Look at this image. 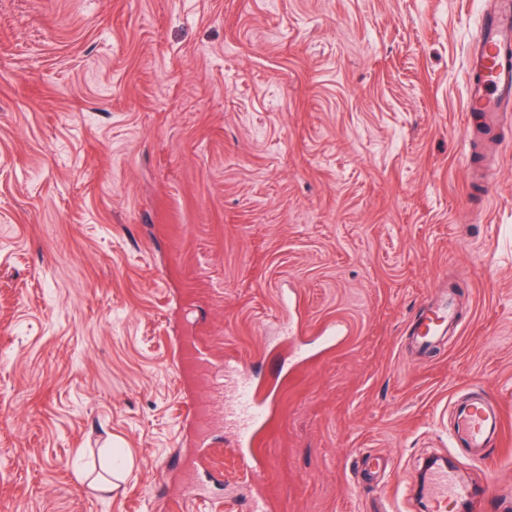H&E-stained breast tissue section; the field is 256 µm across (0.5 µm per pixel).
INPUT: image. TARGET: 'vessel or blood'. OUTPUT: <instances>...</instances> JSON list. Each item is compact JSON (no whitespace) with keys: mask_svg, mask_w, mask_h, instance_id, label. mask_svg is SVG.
I'll return each mask as SVG.
<instances>
[{"mask_svg":"<svg viewBox=\"0 0 512 512\" xmlns=\"http://www.w3.org/2000/svg\"><path fill=\"white\" fill-rule=\"evenodd\" d=\"M468 82L465 110L469 125L466 156L477 149L498 146L496 132L501 126L507 106L512 105V0H499L496 8L485 13L481 34L466 56ZM456 323L454 302L450 295L435 290L425 310L412 322L413 334L421 346L431 345L450 332ZM208 362L206 354L193 337H184L170 361L174 371L195 369ZM242 393L237 404L225 410L224 424L234 435L238 465L245 477L256 474L252 450L260 444L265 423L263 402L249 379H241ZM450 442L468 448L473 461L481 466L493 459L494 449L504 437V416L497 401L486 395L473 396L454 403ZM430 512H446L455 506L458 512H481L482 496L475 486L462 483L447 468L429 472L424 486Z\"/></svg>","mask_w":512,"mask_h":512,"instance_id":"obj_1","label":"vessel or blood"}]
</instances>
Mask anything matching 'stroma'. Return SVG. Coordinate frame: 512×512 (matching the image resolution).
<instances>
[{
    "instance_id": "35a3bbf8",
    "label": "stroma",
    "mask_w": 512,
    "mask_h": 512,
    "mask_svg": "<svg viewBox=\"0 0 512 512\" xmlns=\"http://www.w3.org/2000/svg\"><path fill=\"white\" fill-rule=\"evenodd\" d=\"M490 2L0 0V512H244L228 360L266 512H378L374 452L404 512L434 458L512 512V114L488 187L464 157ZM188 334L210 384L169 369ZM469 392L504 414L487 471L449 446ZM454 302L441 289L435 290L427 300L425 310L412 321L413 335L422 346H430L440 336L449 333L456 323ZM243 391L242 398L240 393ZM237 404L224 411V425L233 430L234 447L238 450V465L244 476L253 479L258 470L254 463L252 448L260 446V434L265 423L263 402L246 374L238 386Z\"/></svg>"
}]
</instances>
